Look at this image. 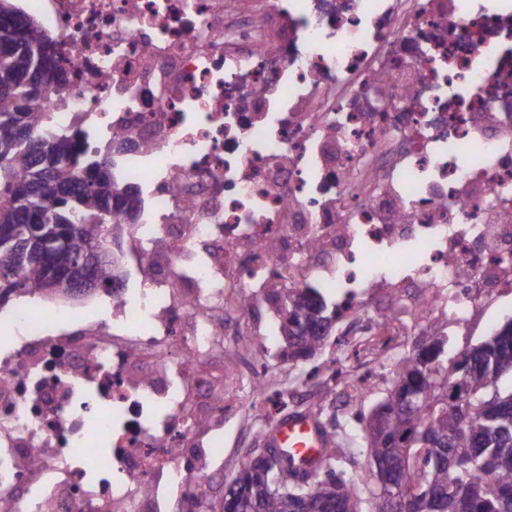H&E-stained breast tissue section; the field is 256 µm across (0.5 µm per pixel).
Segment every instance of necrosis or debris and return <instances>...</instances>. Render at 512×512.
<instances>
[{
	"mask_svg": "<svg viewBox=\"0 0 512 512\" xmlns=\"http://www.w3.org/2000/svg\"><path fill=\"white\" fill-rule=\"evenodd\" d=\"M22 6L67 63L57 127L122 130L144 205L139 286L109 290V320L91 288L0 318L15 512H165L176 491L207 512L224 409L204 362L228 298L312 282L358 325L386 280L458 326L476 289L512 294V0Z\"/></svg>",
	"mask_w": 512,
	"mask_h": 512,
	"instance_id": "4bbe7bcc",
	"label": "necrosis or debris"
}]
</instances>
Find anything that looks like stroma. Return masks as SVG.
Segmentation results:
<instances>
[{"label":"stroma","instance_id":"35a3bbf8","mask_svg":"<svg viewBox=\"0 0 512 512\" xmlns=\"http://www.w3.org/2000/svg\"><path fill=\"white\" fill-rule=\"evenodd\" d=\"M512 319V296L490 301L472 317L467 327L449 336L448 355L484 341ZM427 323L420 322L397 336H328L317 353L291 362L280 353L281 337L265 338L243 329L226 339L224 351L207 362L224 392V455L210 465L213 501H220L225 481L234 478L252 448L262 447L267 418L263 404L280 393L289 396V412L321 410L332 420L345 441L344 452L355 460L354 468L369 476L370 461L360 452L355 438L364 420L386 395L396 360L407 353ZM360 377L364 383L356 400H349L348 383Z\"/></svg>","mask_w":512,"mask_h":512}]
</instances>
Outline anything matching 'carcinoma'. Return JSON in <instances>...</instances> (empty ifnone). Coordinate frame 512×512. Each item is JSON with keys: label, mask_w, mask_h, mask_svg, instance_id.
<instances>
[{"label": "carcinoma", "mask_w": 512, "mask_h": 512, "mask_svg": "<svg viewBox=\"0 0 512 512\" xmlns=\"http://www.w3.org/2000/svg\"><path fill=\"white\" fill-rule=\"evenodd\" d=\"M2 4L18 31L0 41V225L15 224L26 236L46 224L66 245L22 256L1 243L0 301L47 295L52 276L109 288L121 276L116 252L141 197L118 182L112 143L94 144L78 125L54 129L43 92L51 88L58 101L67 99L54 40L13 0ZM97 249L107 257L88 280L80 263ZM306 292L302 300L281 288L274 300L277 314L282 303L295 307L280 324L290 360L318 349L320 330L340 313L317 289ZM443 353L440 338L419 336L371 412L385 427L378 438L364 436V452L385 467L388 492L362 495L358 475L342 468L345 459L330 437L315 479L286 495L272 492L263 463H245L224 494V512H362L364 504L367 512H512V383L499 385L512 379V322L449 359Z\"/></svg>", "instance_id": "carcinoma-1"}]
</instances>
